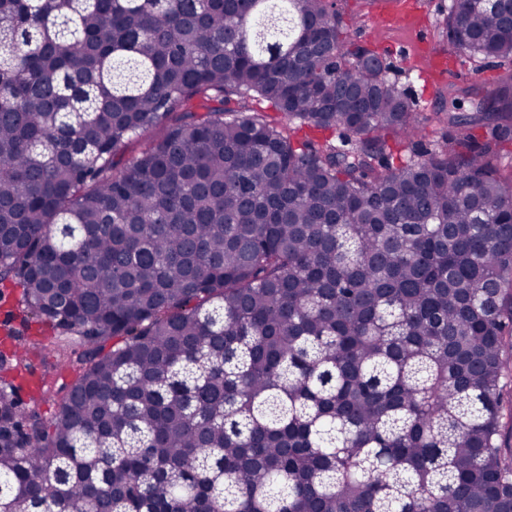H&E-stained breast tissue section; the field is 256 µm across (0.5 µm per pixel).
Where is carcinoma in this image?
Wrapping results in <instances>:
<instances>
[{
    "mask_svg": "<svg viewBox=\"0 0 512 512\" xmlns=\"http://www.w3.org/2000/svg\"><path fill=\"white\" fill-rule=\"evenodd\" d=\"M391 70L336 0H0V283L83 348L0 372V512H512V72L397 162Z\"/></svg>",
    "mask_w": 512,
    "mask_h": 512,
    "instance_id": "carcinoma-1",
    "label": "carcinoma"
}]
</instances>
